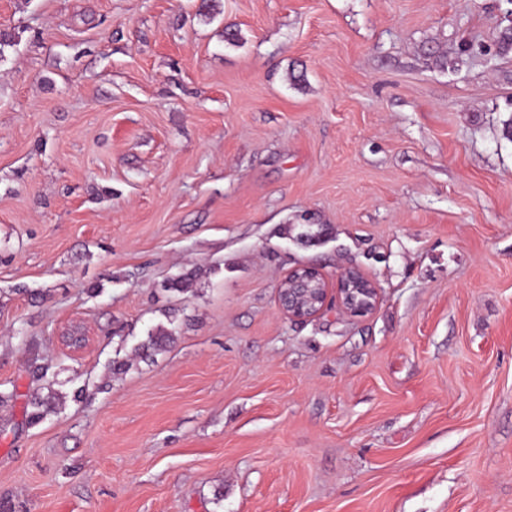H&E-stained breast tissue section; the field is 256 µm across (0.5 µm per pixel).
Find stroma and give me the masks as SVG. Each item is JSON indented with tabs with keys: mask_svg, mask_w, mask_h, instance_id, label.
<instances>
[{
	"mask_svg": "<svg viewBox=\"0 0 512 512\" xmlns=\"http://www.w3.org/2000/svg\"><path fill=\"white\" fill-rule=\"evenodd\" d=\"M202 2L0 0V501L512 512V0ZM295 239L299 244L312 246L320 244L330 235V228L325 224H297ZM290 273L279 287V305L283 313L287 315L289 319L293 321H305L323 310L328 302L327 288H324L325 294L320 301V305L311 309L308 299L309 288H304L305 281L309 280L312 275L322 277L323 274L315 268L304 265H301ZM291 275H294L292 282L289 280ZM324 279L325 277L323 280ZM335 298L350 315L364 316L376 306L378 288L361 272L349 268L338 278ZM172 337V332L165 328H157L155 333H151L145 342L135 349V358L148 360L158 351H161L166 343ZM37 360L33 363V373L38 380H43L45 384L38 391L31 394L26 402V420L28 425L31 426L40 423L62 406L68 397V393L59 387L75 382V378L60 381L58 376L61 370H52L53 365L51 363H37ZM48 374H50V377H48Z\"/></svg>",
	"mask_w": 512,
	"mask_h": 512,
	"instance_id": "1",
	"label": "stroma"
}]
</instances>
